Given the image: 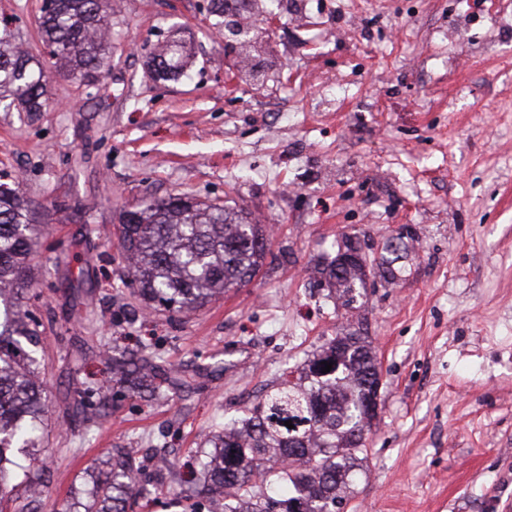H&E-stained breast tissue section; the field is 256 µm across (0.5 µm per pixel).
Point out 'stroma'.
<instances>
[{"mask_svg": "<svg viewBox=\"0 0 512 512\" xmlns=\"http://www.w3.org/2000/svg\"><path fill=\"white\" fill-rule=\"evenodd\" d=\"M208 0H112V68L90 89L52 75L47 111L0 112V178L44 225L26 289L46 328L49 412L39 512L92 504L113 449L174 464L178 490L225 417L241 414L342 328L381 361L379 418L344 512H512V0H271L242 49ZM43 0H0L34 56ZM181 30L188 76L146 54ZM183 194L269 232L258 275L181 316L133 312L111 232L145 198ZM415 248L351 317L319 283L342 235ZM150 341L159 375L195 373L155 404L114 398L102 422L73 397L112 384L109 352Z\"/></svg>", "mask_w": 512, "mask_h": 512, "instance_id": "35a3bbf8", "label": "stroma"}]
</instances>
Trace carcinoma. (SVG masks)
Returning <instances> with one entry per match:
<instances>
[{"label": "carcinoma", "mask_w": 512, "mask_h": 512, "mask_svg": "<svg viewBox=\"0 0 512 512\" xmlns=\"http://www.w3.org/2000/svg\"><path fill=\"white\" fill-rule=\"evenodd\" d=\"M259 8L256 0H211L210 24L224 27V16ZM42 42L53 66L85 82L109 70L112 61V0H51L38 19ZM155 76L176 79L188 66L187 44L172 37L149 60ZM49 71L15 43L8 21L0 20V102L18 112H42L48 102ZM133 223L117 224L125 261L123 284L152 311L183 313L200 309L230 288L251 281L267 256L262 226L218 203L180 194L142 200L124 209ZM37 225L16 189L0 190V512H36L45 495L37 447L48 412L45 365L35 357L43 330L28 310L23 285L39 245ZM413 247V235L389 238L379 257L346 267L333 258L320 274L341 305L359 309L369 277L393 282L397 262ZM332 364L328 373L324 363ZM119 383L153 399L167 395L157 381L155 354L148 345L130 357L112 356ZM277 386L259 395L224 429L208 436L200 458V479L192 496L216 507L209 512H340L354 476L363 470L365 432L371 424L366 400L381 373L369 336L346 330L329 339ZM99 391L74 399L73 416L90 420L100 407ZM290 421L294 428L285 426ZM128 448L112 455V469L101 485L100 512H127L152 490ZM24 487L25 496H13Z\"/></svg>", "instance_id": "obj_1"}]
</instances>
